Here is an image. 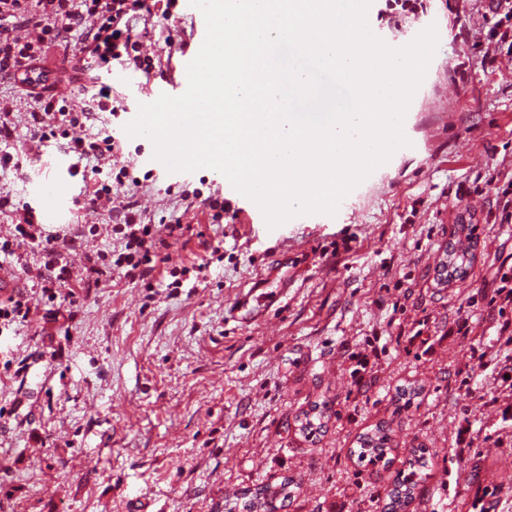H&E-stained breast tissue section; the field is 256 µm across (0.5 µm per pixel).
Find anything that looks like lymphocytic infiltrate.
Wrapping results in <instances>:
<instances>
[{
	"label": "lymphocytic infiltrate",
	"instance_id": "lymphocytic-infiltrate-1",
	"mask_svg": "<svg viewBox=\"0 0 512 512\" xmlns=\"http://www.w3.org/2000/svg\"><path fill=\"white\" fill-rule=\"evenodd\" d=\"M154 12L148 0H0V80L27 81L26 103L40 140L54 136L62 124L79 125L81 119L112 109L110 86L99 83L102 69L112 62L123 61L143 72H151L158 53L147 51L144 40ZM82 28L79 54L69 75L70 80L88 79L92 87L79 114H71L47 89L38 87L29 75L38 69L62 33ZM122 218L115 225L123 250L115 261L105 253H86L79 270L64 261V251L82 246L86 231L82 225L69 227L65 233L45 232L31 209L16 213L12 235L0 236V257L14 254L15 240L26 241L35 257L34 264L24 266L26 279L40 289L48 302L66 298L76 305L77 296L71 283L80 287L99 285L123 269L127 278L150 282L168 238L184 235L181 224L152 223L138 200H119L116 207Z\"/></svg>",
	"mask_w": 512,
	"mask_h": 512
}]
</instances>
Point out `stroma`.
Wrapping results in <instances>:
<instances>
[{"mask_svg": "<svg viewBox=\"0 0 512 512\" xmlns=\"http://www.w3.org/2000/svg\"><path fill=\"white\" fill-rule=\"evenodd\" d=\"M436 25L439 43L424 90L407 114L400 148L349 193L336 216L303 215L268 229L250 199L218 171L164 173L145 137L125 135L137 84L157 85L120 65L103 73L112 113L94 131L123 147L125 196L154 223L187 225L171 238L168 265L210 261L195 288H153L122 270L81 293L73 308L31 294L27 323L0 334V512H246L258 490L284 480L300 490L275 512H383L416 453L426 461L406 512H512L497 486L512 468V344L498 336L487 302L494 273L512 264V224L495 223L488 202L502 161H512V48L491 38L470 0H424L421 13L388 16L373 0L368 25L391 46L409 28ZM76 34L42 65L44 83L71 108L82 84L64 80ZM1 149L0 192L38 210L45 230L93 224L88 249L120 251L110 203L94 200L103 175L73 173L59 140L31 136L28 107L14 114ZM59 173L60 208L42 213L36 185ZM225 200L212 223L193 194ZM463 255L450 277L449 253ZM275 278H268V270ZM412 277L404 298L396 283ZM466 317L469 336L442 328ZM429 318L425 344L414 322ZM484 351V361L472 357ZM370 371L356 380L350 357ZM319 427L302 430L306 416ZM387 429L384 462H360L362 436ZM467 467L469 481L448 482Z\"/></svg>", "mask_w": 512, "mask_h": 512, "instance_id": "stroma-1", "label": "stroma"}]
</instances>
